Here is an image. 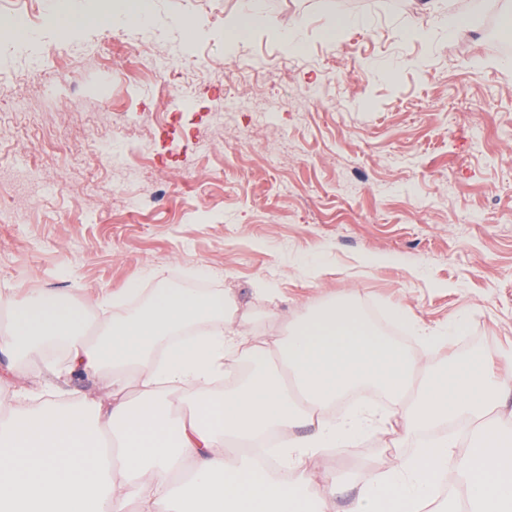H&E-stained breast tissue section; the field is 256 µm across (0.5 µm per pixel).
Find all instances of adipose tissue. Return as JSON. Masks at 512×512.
Segmentation results:
<instances>
[{
    "instance_id": "adipose-tissue-1",
    "label": "adipose tissue",
    "mask_w": 512,
    "mask_h": 512,
    "mask_svg": "<svg viewBox=\"0 0 512 512\" xmlns=\"http://www.w3.org/2000/svg\"><path fill=\"white\" fill-rule=\"evenodd\" d=\"M237 312L226 290L160 288L92 339L85 315L50 294L0 303L1 346L28 359L60 343L109 389L0 416V512H512V430L499 425L512 355L427 367L347 299L303 312L284 338L254 335ZM242 365L234 388L212 390ZM183 388L187 408L170 397ZM359 388L382 393L389 412L363 403L327 418ZM459 422L476 433L467 446L394 451L346 489L337 468L312 467L379 427L412 437ZM270 433L277 455L256 457ZM180 474L184 498L171 490Z\"/></svg>"
}]
</instances>
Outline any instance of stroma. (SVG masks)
Returning a JSON list of instances; mask_svg holds the SVG:
<instances>
[{
  "mask_svg": "<svg viewBox=\"0 0 512 512\" xmlns=\"http://www.w3.org/2000/svg\"><path fill=\"white\" fill-rule=\"evenodd\" d=\"M361 2L261 0L268 24L228 40L244 0H153L145 25L113 21L114 0H0V20L41 25L40 72L0 85V292L54 293L89 310L93 336L140 307L92 306L134 278L143 295L231 289L260 336L349 297L426 366L511 355L512 51L490 39L512 43V0ZM146 27L186 46L183 88L132 69ZM240 50L254 66L218 89L207 66ZM228 95L244 108L226 114ZM116 132L132 146L115 169L96 145ZM458 318L447 350L415 341V325ZM20 383L31 407L102 394L64 355L1 353L0 399ZM392 440L373 432L330 461L370 472Z\"/></svg>",
  "mask_w": 512,
  "mask_h": 512,
  "instance_id": "stroma-1",
  "label": "stroma"
}]
</instances>
